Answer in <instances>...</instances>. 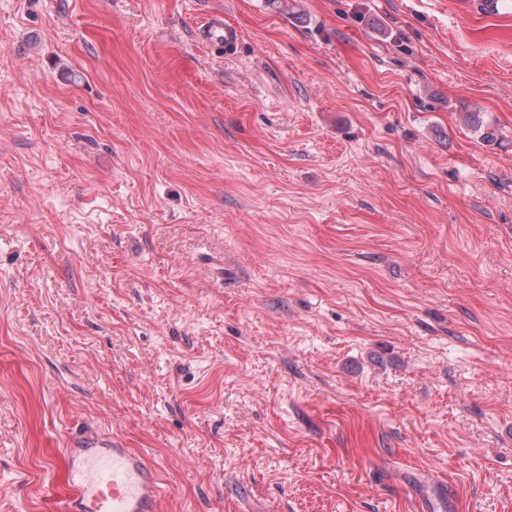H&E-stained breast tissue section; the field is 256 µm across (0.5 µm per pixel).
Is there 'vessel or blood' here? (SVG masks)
Returning <instances> with one entry per match:
<instances>
[{
	"label": "vessel or blood",
	"instance_id": "obj_1",
	"mask_svg": "<svg viewBox=\"0 0 512 512\" xmlns=\"http://www.w3.org/2000/svg\"><path fill=\"white\" fill-rule=\"evenodd\" d=\"M199 39L220 41L233 53L241 31L214 13L198 31ZM65 451L72 495L64 512H159L168 488L144 453L125 447L121 438L83 426L71 431Z\"/></svg>",
	"mask_w": 512,
	"mask_h": 512
}]
</instances>
